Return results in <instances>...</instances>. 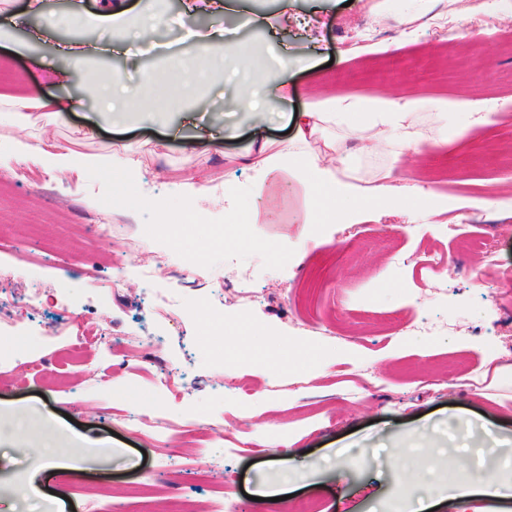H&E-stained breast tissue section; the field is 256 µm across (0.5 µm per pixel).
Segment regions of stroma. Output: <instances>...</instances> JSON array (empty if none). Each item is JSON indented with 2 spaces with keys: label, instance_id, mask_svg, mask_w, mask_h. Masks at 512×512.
I'll return each instance as SVG.
<instances>
[{
  "label": "stroma",
  "instance_id": "obj_1",
  "mask_svg": "<svg viewBox=\"0 0 512 512\" xmlns=\"http://www.w3.org/2000/svg\"><path fill=\"white\" fill-rule=\"evenodd\" d=\"M166 22L158 45L145 49L129 36L89 27L51 29L46 18L92 12L96 0H12L0 12V54H10V75L45 94L84 95L92 75L112 71L135 87L150 71H172L177 56L198 55L200 43L186 29L235 30L250 52L239 60L252 73L262 97L272 87L261 59L288 52V97L272 100L268 154L292 140L293 113L327 97L413 102L419 151L394 154L365 150L366 134L342 125L299 143L308 159H323L354 195L344 223H331L313 206V187L272 175L255 192L253 170L239 157L252 147L248 114L230 84L197 85L198 120L217 123L219 150L191 149V127L180 119L163 125L149 119L114 127L100 105L87 99L60 120L0 124V224L16 235H33L48 250L43 263L0 253V268L13 275L16 291L39 289L41 306L29 326V348L13 344L15 332L0 319V433L19 432L29 444L50 443L52 453L80 466L58 474L40 470L39 458L17 457L0 443V512H110L91 492L107 487L111 505L128 501L145 471H153L152 512H185L206 506L225 512H283L284 502L257 501L260 483L295 486V500L317 512H395L399 476L432 487L441 501L431 512H512V498H448L442 465L461 457L467 472L502 470L512 479V170L503 153L512 146V0H488L472 15L463 0H385L380 10L365 0H238L233 11L181 17L178 0H162ZM314 13L313 40L299 38L296 20ZM470 28L462 36V28ZM72 41L106 47L97 57L65 58ZM489 59L493 73L480 75L473 59ZM68 70L60 87L48 86L50 69ZM469 112L487 113L474 124ZM52 135L78 150L108 153L126 148L139 162L133 193H146L163 207H178L176 183L194 171L206 187L198 221L163 224L161 210L113 206L114 173L83 177L66 171L24 170L14 152L17 139ZM161 142L159 153L139 151ZM241 191L250 216L227 223L224 184ZM407 197L430 194L428 208L378 200L382 185ZM118 227L108 246L90 230L99 218ZM143 257L168 267L156 294L179 296L170 318L145 293L135 264L113 287L111 257ZM192 267L195 278L177 272ZM89 269L97 279H77ZM252 297L237 303L236 292ZM75 318L56 321L60 306ZM210 314L223 323L207 322ZM248 324L245 346L211 348L218 328ZM104 326L113 347L89 339L78 356L64 347L71 333ZM160 341L163 359L149 371L124 364L122 340ZM48 358L53 373L32 370L29 358ZM111 370L112 385L97 379ZM185 376L178 397L156 387L151 373ZM136 395L127 401L122 387ZM29 409L23 428L8 411ZM478 420L471 438L447 447L410 451L398 440L417 435L442 438L448 417ZM165 417L194 422L192 435L157 445L136 421ZM164 455L197 457L212 482H196L191 470H163ZM36 477L41 495L25 501L18 491Z\"/></svg>",
  "mask_w": 512,
  "mask_h": 512
}]
</instances>
